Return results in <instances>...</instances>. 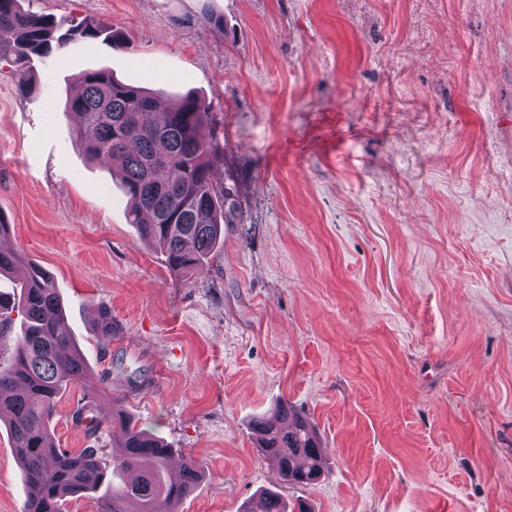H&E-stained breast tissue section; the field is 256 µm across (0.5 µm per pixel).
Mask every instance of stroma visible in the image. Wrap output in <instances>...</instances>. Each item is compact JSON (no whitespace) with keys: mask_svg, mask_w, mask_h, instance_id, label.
Listing matches in <instances>:
<instances>
[{"mask_svg":"<svg viewBox=\"0 0 512 512\" xmlns=\"http://www.w3.org/2000/svg\"><path fill=\"white\" fill-rule=\"evenodd\" d=\"M107 23L34 61L0 56V212L50 271L101 381L58 399L57 447L119 448V408L193 457L178 512L263 492L313 512H512V0H22ZM200 98L235 207L187 276L126 220L111 165L64 108L87 70ZM122 334L100 350L99 308ZM288 399L325 474L289 487L250 422ZM0 424V512H22Z\"/></svg>","mask_w":512,"mask_h":512,"instance_id":"obj_1","label":"stroma"}]
</instances>
